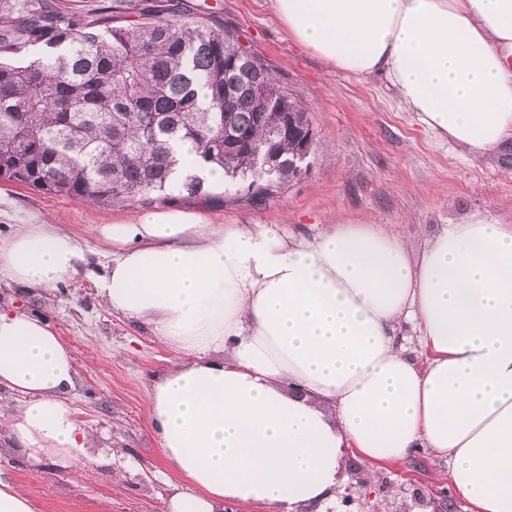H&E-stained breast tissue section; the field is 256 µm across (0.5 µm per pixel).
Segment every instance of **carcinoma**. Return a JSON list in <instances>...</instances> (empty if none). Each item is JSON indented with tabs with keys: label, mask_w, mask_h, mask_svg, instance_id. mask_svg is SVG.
Returning a JSON list of instances; mask_svg holds the SVG:
<instances>
[{
	"label": "carcinoma",
	"mask_w": 512,
	"mask_h": 512,
	"mask_svg": "<svg viewBox=\"0 0 512 512\" xmlns=\"http://www.w3.org/2000/svg\"><path fill=\"white\" fill-rule=\"evenodd\" d=\"M127 14L136 19L118 25ZM299 97L229 30L187 0H0V179L95 205H165L205 196L172 179V144L189 142L258 203L302 177ZM275 158L255 166L248 146Z\"/></svg>",
	"instance_id": "cac0c4a2"
}]
</instances>
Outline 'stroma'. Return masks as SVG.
<instances>
[{"label": "stroma", "mask_w": 512, "mask_h": 512, "mask_svg": "<svg viewBox=\"0 0 512 512\" xmlns=\"http://www.w3.org/2000/svg\"><path fill=\"white\" fill-rule=\"evenodd\" d=\"M215 13L222 28L269 68L287 92L304 102L315 132L312 165L259 203L210 187L207 195L180 194L215 224H295L305 234L342 219L381 224L423 244L436 225L490 214L512 224V140L498 151L465 156L426 131L398 102L381 75L353 76L320 61L288 34L272 0H194ZM128 203L82 204L0 182V234L43 220L73 234L88 255L86 269L47 292L23 291L0 280V308L44 316L69 348L77 387L68 402L96 437L78 460L85 476L9 448L8 416L0 417V465L11 468L38 512H167L174 484L158 478L165 464L146 407L153 378L176 360L146 329L103 306L97 281L104 271L94 228L127 220ZM123 449L112 466L102 453ZM123 478H114L116 470ZM448 465L430 449L384 467L344 456L336 502L328 512H442L453 486Z\"/></svg>", "instance_id": "stroma-1"}]
</instances>
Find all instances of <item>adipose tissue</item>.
<instances>
[{"label":"adipose tissue","mask_w":512,"mask_h":512,"mask_svg":"<svg viewBox=\"0 0 512 512\" xmlns=\"http://www.w3.org/2000/svg\"><path fill=\"white\" fill-rule=\"evenodd\" d=\"M289 36L468 153L512 136V0H273ZM96 234L102 304L191 354L148 412L180 481L168 512H300L334 493L345 450L379 465L417 448L448 464L469 512H512V224L437 226L422 246L378 224H214L170 206ZM86 254L46 223L0 237V277L50 290ZM412 326L420 349L398 338ZM73 356L41 316L0 309L7 437L72 466L95 440L67 402Z\"/></svg>","instance_id":"adipose-tissue-1"}]
</instances>
